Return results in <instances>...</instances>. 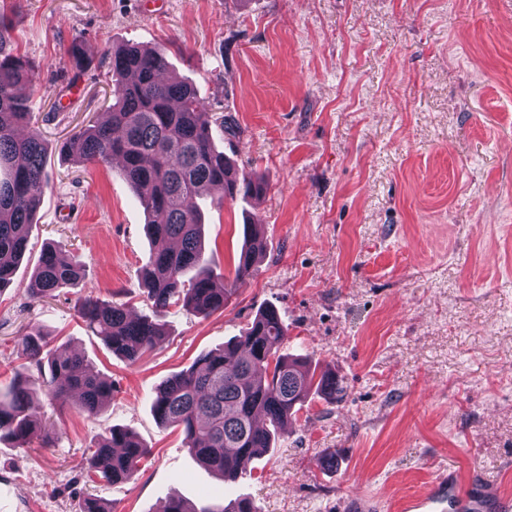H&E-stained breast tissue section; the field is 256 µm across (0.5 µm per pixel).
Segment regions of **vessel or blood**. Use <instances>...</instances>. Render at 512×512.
Returning <instances> with one entry per match:
<instances>
[{
  "instance_id": "vessel-or-blood-1",
  "label": "vessel or blood",
  "mask_w": 512,
  "mask_h": 512,
  "mask_svg": "<svg viewBox=\"0 0 512 512\" xmlns=\"http://www.w3.org/2000/svg\"><path fill=\"white\" fill-rule=\"evenodd\" d=\"M404 512H512V497L490 482H462L452 468L424 492L408 498Z\"/></svg>"
}]
</instances>
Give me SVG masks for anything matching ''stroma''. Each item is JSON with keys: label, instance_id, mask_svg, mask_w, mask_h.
Segmentation results:
<instances>
[{"label": "stroma", "instance_id": "35a3bbf8", "mask_svg": "<svg viewBox=\"0 0 512 512\" xmlns=\"http://www.w3.org/2000/svg\"><path fill=\"white\" fill-rule=\"evenodd\" d=\"M18 49L50 184L12 284L0 290V389L30 328L112 383L98 418L33 381L54 421L49 445L0 441V512H160L250 497L259 512H344L364 494L399 512L436 470L456 466L512 495V0H0ZM80 43L77 73L68 51ZM165 48L169 75L201 88L219 150L262 175L259 200L202 196L205 256L225 284L259 225L266 251L223 310L174 306L165 338L136 365L80 316L85 296L153 314L143 271L157 247L117 165L76 163L62 144L112 102L113 48ZM84 278L28 295L45 244ZM286 348L335 373L273 450L233 485L201 465L179 428L155 418L166 379L236 336L266 307ZM149 456L131 480L88 482L83 459L109 427ZM336 456L333 468L318 464Z\"/></svg>", "mask_w": 512, "mask_h": 512}]
</instances>
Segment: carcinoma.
Here are the masks:
<instances>
[{
	"instance_id": "carcinoma-1",
	"label": "carcinoma",
	"mask_w": 512,
	"mask_h": 512,
	"mask_svg": "<svg viewBox=\"0 0 512 512\" xmlns=\"http://www.w3.org/2000/svg\"><path fill=\"white\" fill-rule=\"evenodd\" d=\"M162 48L133 45L112 50L110 118L85 127L62 151L83 163L109 164L122 159V175L135 188L148 216L153 241L173 242L175 248L157 251L144 272L155 319L134 318L127 304L104 303L86 296L79 308L91 331L113 354L135 364L164 336L168 308L182 303L197 315L224 309L234 289L218 283L219 276L204 256L200 212L194 199L212 186L224 197L257 199L266 183L239 175L236 165L215 146L212 127L231 126L208 112L197 87L164 78ZM35 67L15 52L7 21L0 17V290L13 282L49 180L44 168L45 147L35 132L17 128L31 121L19 88L32 83ZM265 243L257 225H246V241L234 268L242 282ZM84 278L80 264L48 247L26 284L27 293L43 299ZM288 329L278 311L263 309L251 326L224 346L202 355L194 365L166 380L152 399V411L163 423L182 427L188 451L204 466L233 483L245 465L270 451L278 428L288 423L312 390L336 393V377L327 372L314 381L307 362L284 351ZM23 369L49 373L48 392L75 395L82 413L100 414L112 394L111 384L85 367L75 351L49 347L41 335L23 336ZM18 448L50 440L44 416L33 410L29 377L20 375L8 396L0 398V438ZM146 448L129 432L109 428L97 435L94 450L85 457L87 477L126 481L138 469ZM163 512H254L244 503H206L187 506L171 498Z\"/></svg>"
}]
</instances>
